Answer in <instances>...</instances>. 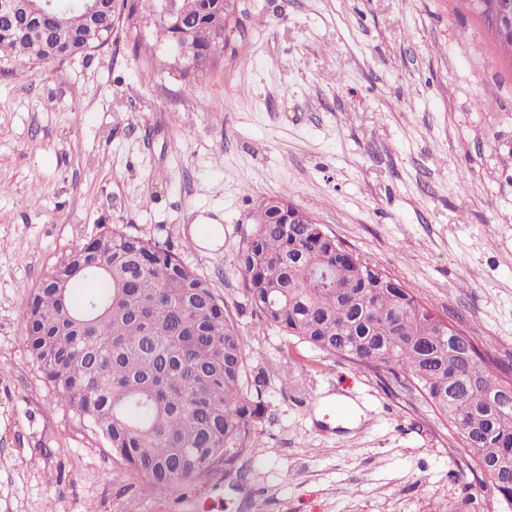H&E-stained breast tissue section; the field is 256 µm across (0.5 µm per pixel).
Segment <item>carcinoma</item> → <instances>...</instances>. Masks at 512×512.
<instances>
[{"label":"carcinoma","mask_w":512,"mask_h":512,"mask_svg":"<svg viewBox=\"0 0 512 512\" xmlns=\"http://www.w3.org/2000/svg\"><path fill=\"white\" fill-rule=\"evenodd\" d=\"M138 0H102L88 37L87 0H54L45 32L13 33L0 15V73L99 50L115 13ZM235 4L193 0L160 36L196 67L224 50ZM31 295L23 322L33 365L119 474L146 496L181 491L214 475L246 477L241 462L266 405L247 344L210 280L165 242L102 224L78 242ZM235 261L261 324L326 357L380 374L426 399L457 431L467 469L512 505V368L487 359L467 336L443 334L413 289L373 272L319 224H283L268 202L252 215Z\"/></svg>","instance_id":"carcinoma-1"}]
</instances>
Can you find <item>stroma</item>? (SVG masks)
<instances>
[{
	"label": "stroma",
	"instance_id": "obj_1",
	"mask_svg": "<svg viewBox=\"0 0 512 512\" xmlns=\"http://www.w3.org/2000/svg\"><path fill=\"white\" fill-rule=\"evenodd\" d=\"M236 17L198 69L143 11L98 51L0 74V512H500L424 398L260 328L234 255L287 191L512 365V56L465 0H237ZM204 217L218 249L192 241ZM102 224L169 242L241 326L266 400L242 487L141 496L40 380L23 310Z\"/></svg>",
	"mask_w": 512,
	"mask_h": 512
}]
</instances>
